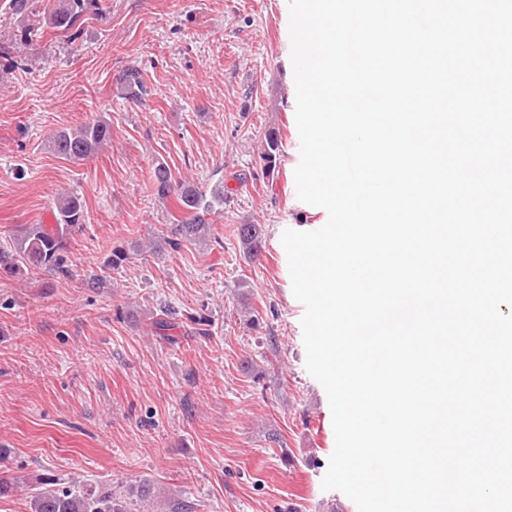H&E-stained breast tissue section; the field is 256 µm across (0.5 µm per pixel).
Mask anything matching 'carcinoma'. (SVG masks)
Returning a JSON list of instances; mask_svg holds the SVG:
<instances>
[{"mask_svg": "<svg viewBox=\"0 0 512 512\" xmlns=\"http://www.w3.org/2000/svg\"><path fill=\"white\" fill-rule=\"evenodd\" d=\"M90 2L55 0L47 13L48 24L69 40L78 39ZM37 4L38 0H9L11 14L24 22L21 28L23 40L31 35L32 27L25 24V21L36 12ZM117 82L139 97L148 94L141 74L136 69L129 68L120 72ZM111 139L110 123L104 118H98L75 128L56 131L49 141V147L65 159L83 161L101 151ZM266 145L263 160L270 169L275 165L281 142L277 135L270 133L266 137ZM151 181L160 199L168 197L174 189H179L178 198L186 212L184 220L165 229L163 240L172 251L177 252L184 244L209 236L211 224L208 216L214 212L215 206L224 204V181L220 180L207 188L185 181L176 186L169 167L161 162L154 165ZM55 217L54 226L49 228L45 224H32L13 238L12 245L0 249V270L16 274L36 268L68 275V240L85 224L82 197L75 193L57 197ZM236 232L243 254L249 258L257 255L264 239L262 225L239 224ZM172 319L171 311L162 310L151 322L153 335L169 342L175 341V337L167 334V331L174 328ZM158 498L160 494L150 484L117 492L107 483L74 482L61 489L53 486L41 488L30 496V509L31 512H149Z\"/></svg>", "mask_w": 512, "mask_h": 512, "instance_id": "carcinoma-1", "label": "carcinoma"}]
</instances>
